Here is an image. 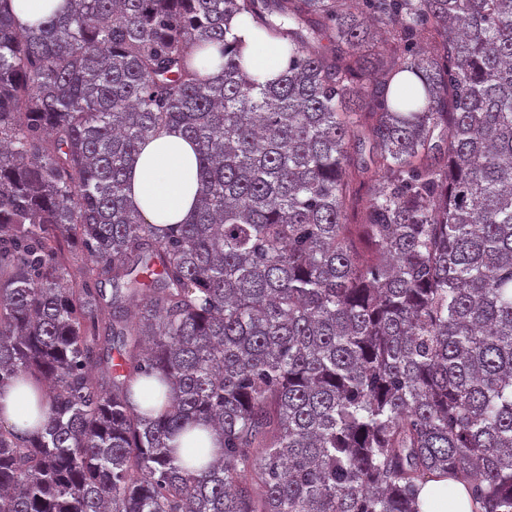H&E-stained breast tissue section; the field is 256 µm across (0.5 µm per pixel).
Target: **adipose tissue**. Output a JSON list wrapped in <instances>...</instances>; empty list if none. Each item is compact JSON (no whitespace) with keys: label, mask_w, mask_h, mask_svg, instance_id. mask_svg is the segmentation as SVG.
<instances>
[{"label":"adipose tissue","mask_w":512,"mask_h":512,"mask_svg":"<svg viewBox=\"0 0 512 512\" xmlns=\"http://www.w3.org/2000/svg\"><path fill=\"white\" fill-rule=\"evenodd\" d=\"M192 143L175 130L148 138L128 175V198L150 224H178L192 212L198 182ZM38 417L36 394L26 385L0 388V423L20 429L33 427ZM449 488L452 499L438 497ZM420 499L430 512H471L469 490L460 481H431Z\"/></svg>","instance_id":"adipose-tissue-1"}]
</instances>
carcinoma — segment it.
Returning a JSON list of instances; mask_svg holds the SVG:
<instances>
[{
  "label": "carcinoma",
  "mask_w": 512,
  "mask_h": 512,
  "mask_svg": "<svg viewBox=\"0 0 512 512\" xmlns=\"http://www.w3.org/2000/svg\"><path fill=\"white\" fill-rule=\"evenodd\" d=\"M2 2L0 386L46 412L0 424V512H422L432 479L512 512V0ZM169 127L196 205L145 224ZM63 0H11L8 2L20 25L33 22L51 14ZM232 32L249 43L252 70L264 78L276 77L282 68L278 47L274 42H253L248 30L242 28L236 19L231 22ZM194 146L164 130L148 138L128 175V198L148 224H180L192 212L198 182Z\"/></svg>",
  "instance_id": "cac0c4a2"
}]
</instances>
